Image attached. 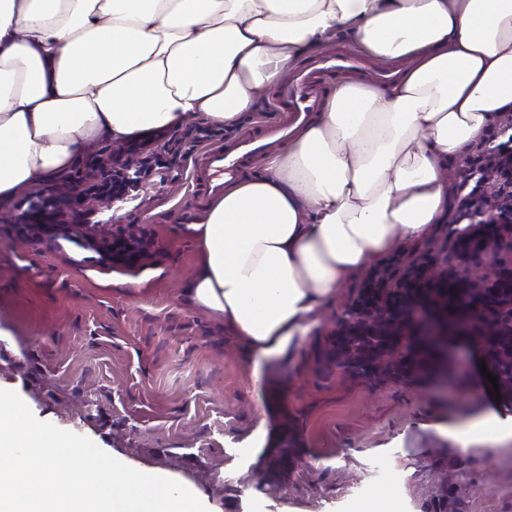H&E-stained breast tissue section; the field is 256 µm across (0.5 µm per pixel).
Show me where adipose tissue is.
Here are the masks:
<instances>
[{"label": "adipose tissue", "instance_id": "ef3b65f1", "mask_svg": "<svg viewBox=\"0 0 512 512\" xmlns=\"http://www.w3.org/2000/svg\"><path fill=\"white\" fill-rule=\"evenodd\" d=\"M335 37L398 63L394 81L337 85L287 155L189 224L186 293L260 378L348 278L445 218L444 168L512 112V0H0V201L98 146L237 126ZM508 436L511 415L449 433L463 449Z\"/></svg>", "mask_w": 512, "mask_h": 512}]
</instances>
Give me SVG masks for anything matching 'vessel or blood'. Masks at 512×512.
<instances>
[{
  "mask_svg": "<svg viewBox=\"0 0 512 512\" xmlns=\"http://www.w3.org/2000/svg\"><path fill=\"white\" fill-rule=\"evenodd\" d=\"M360 68L359 59L340 50L317 58L309 70L295 74L279 92L278 109L285 112V120L270 127L267 139L246 133L233 148L211 153L200 176L203 184L211 192L221 191L225 177L235 176L246 159L265 154L272 144L290 139L295 127L304 124L312 112L319 110L323 75H350Z\"/></svg>",
  "mask_w": 512,
  "mask_h": 512,
  "instance_id": "b4317fda",
  "label": "vessel or blood"
}]
</instances>
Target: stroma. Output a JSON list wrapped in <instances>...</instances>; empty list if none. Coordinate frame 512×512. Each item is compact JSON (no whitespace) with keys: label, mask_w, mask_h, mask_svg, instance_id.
<instances>
[{"label":"stroma","mask_w":512,"mask_h":512,"mask_svg":"<svg viewBox=\"0 0 512 512\" xmlns=\"http://www.w3.org/2000/svg\"><path fill=\"white\" fill-rule=\"evenodd\" d=\"M281 117L272 94L233 128L195 119L130 140L162 168L113 202L74 201L78 178L54 184L61 207L99 233L146 231L150 253L134 268L93 243L22 233L8 218L30 193L0 204V389L123 463L200 489L209 512H353L378 490L399 512H512V438L464 450L445 435L512 414V392L489 395L470 336L449 339L445 376L431 361L408 378L356 382L326 362L334 321L370 273L399 277L452 256L468 154L449 164L445 222L355 274L260 382L223 321L188 304L197 252L186 226L209 201L195 172L210 151Z\"/></svg>","instance_id":"obj_1"}]
</instances>
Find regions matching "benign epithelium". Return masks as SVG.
<instances>
[{
  "label": "benign epithelium",
  "mask_w": 512,
  "mask_h": 512,
  "mask_svg": "<svg viewBox=\"0 0 512 512\" xmlns=\"http://www.w3.org/2000/svg\"><path fill=\"white\" fill-rule=\"evenodd\" d=\"M147 160L125 147L112 149V190L102 188L101 175L91 180L100 201L124 196L137 188ZM475 182L467 195L462 218L468 225L455 240L458 263L440 268L422 262L412 266L390 286V274L381 284H366L356 303L336 321L329 358L353 380L378 381L384 377L414 374L421 351L417 336H431L443 346L463 332L474 336L488 355L499 383L512 388V268L493 267L474 279L462 268L500 247L512 246V149L484 142L467 163L460 189ZM430 302L437 316L426 322L413 314L415 305Z\"/></svg>",
  "instance_id": "1"
}]
</instances>
